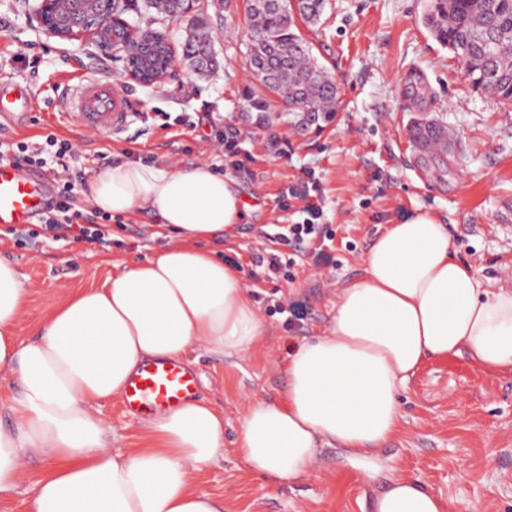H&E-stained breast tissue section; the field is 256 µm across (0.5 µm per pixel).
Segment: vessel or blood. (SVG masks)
Wrapping results in <instances>:
<instances>
[{"mask_svg":"<svg viewBox=\"0 0 512 512\" xmlns=\"http://www.w3.org/2000/svg\"><path fill=\"white\" fill-rule=\"evenodd\" d=\"M31 89L16 81L0 83V123L21 124L30 110ZM68 110L85 130L115 134L128 125L132 114L125 91L96 78H84L71 86ZM50 184L23 175L21 167L0 161V227L37 223L47 202ZM196 392L194 375L180 362L152 360L129 379L124 405L132 414L146 418L172 409Z\"/></svg>","mask_w":512,"mask_h":512,"instance_id":"obj_1","label":"vessel or blood"}]
</instances>
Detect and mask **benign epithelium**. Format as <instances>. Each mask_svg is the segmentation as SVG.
<instances>
[{"mask_svg": "<svg viewBox=\"0 0 512 512\" xmlns=\"http://www.w3.org/2000/svg\"><path fill=\"white\" fill-rule=\"evenodd\" d=\"M101 0H84L78 11L67 15L60 10L58 0H40L32 21L36 27L61 40L87 36L105 59H112V52H120L123 74L145 87L163 84L176 67L177 57L170 40H157L159 62L145 67L140 61V50L149 32H141L128 26L120 13H98Z\"/></svg>", "mask_w": 512, "mask_h": 512, "instance_id": "obj_1", "label": "benign epithelium"}]
</instances>
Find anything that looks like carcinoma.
<instances>
[{
  "label": "carcinoma",
  "instance_id": "obj_1",
  "mask_svg": "<svg viewBox=\"0 0 512 512\" xmlns=\"http://www.w3.org/2000/svg\"><path fill=\"white\" fill-rule=\"evenodd\" d=\"M326 0H300L304 21H320ZM188 20L181 59L188 69L205 76L215 64L212 37L203 21L186 11L184 0H145L140 23L154 25V16ZM250 65L261 78V87L245 92L247 111L266 121L265 93L296 102L292 111L301 130L321 129L335 112L336 83L317 63L310 44L294 31L278 0L264 9L250 10ZM424 26L442 46L461 59L473 88L512 103V0H429ZM411 140L421 146L430 140L445 141L447 131L434 122L410 128Z\"/></svg>",
  "mask_w": 512,
  "mask_h": 512
}]
</instances>
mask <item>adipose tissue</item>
I'll return each mask as SVG.
<instances>
[{"label":"adipose tissue","mask_w":512,"mask_h":512,"mask_svg":"<svg viewBox=\"0 0 512 512\" xmlns=\"http://www.w3.org/2000/svg\"><path fill=\"white\" fill-rule=\"evenodd\" d=\"M92 205L113 216L145 211L176 239L99 287L69 292L32 340L14 336L26 276L0 258V376L19 386L0 423V497L24 459L53 468L34 486L30 512H224L195 476L224 448V416L188 401L143 423L144 441L113 448L103 402L122 397L147 360L181 359L193 346L224 356L265 334L238 268L200 241L231 234L249 213L237 180L205 162L171 170L121 163L96 173ZM361 275L336 294L325 335L288 353L283 395L250 404L235 451L273 481L307 474L321 446L343 450L361 480L388 467L381 446L399 430L398 396L424 361L461 354L487 371H512V289L491 288L455 256L438 219L421 213L371 245ZM404 476L376 512H444Z\"/></svg>","instance_id":"ef3b65f1"}]
</instances>
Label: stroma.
<instances>
[{
    "label": "stroma",
    "mask_w": 512,
    "mask_h": 512,
    "mask_svg": "<svg viewBox=\"0 0 512 512\" xmlns=\"http://www.w3.org/2000/svg\"><path fill=\"white\" fill-rule=\"evenodd\" d=\"M427 0H328L319 25L296 31L335 79L336 117L305 133L280 99L271 122L254 124L243 110L242 90L254 78L249 65L248 0H200L199 15L215 41L220 62L206 79L178 65L164 84L144 87L125 78L121 62L99 58L89 39L61 41L32 27L31 0H0V80L27 83L35 106L22 126L0 128V140L69 141L102 170L126 159L183 169L205 161L235 177L253 207L250 223L235 235L204 241L206 249L236 263L257 303L265 334L250 350L222 356L192 349L183 363L196 375L198 399L224 412V453L196 476L199 491L222 497L224 512H374L385 480L357 479L340 449H320L313 468L298 478L272 482L251 473L234 440L249 404L277 399L285 389V356L303 338L322 335L336 292L362 273L373 240L389 225L418 213L448 228L457 258L490 287H512V105L469 84L456 54L430 36L421 17ZM125 87L137 114L113 138L78 128L61 115L65 83L81 75ZM427 91L407 96L410 86ZM209 113L218 128L237 133L239 165L216 156L204 129L167 128L169 117ZM418 120L448 132L440 158L421 157L409 137ZM102 159H95V152ZM314 173L323 187V218L331 230L336 264L298 267L293 281L265 280L255 253L273 249L270 225L300 221L283 208L291 186ZM111 247L38 238L20 247L0 235V256L16 261L29 290L15 336L30 340L65 292L101 286L125 265L170 244L154 217L136 212L109 222ZM303 303L304 321L288 325L278 305ZM401 421L385 443L399 470L450 501L453 512H512V373H487L467 356L428 359L400 391ZM114 448L139 447L141 420L121 400L103 403ZM48 464L24 460L16 491L0 499V512H29L35 483Z\"/></svg>",
    "instance_id": "obj_1"
}]
</instances>
